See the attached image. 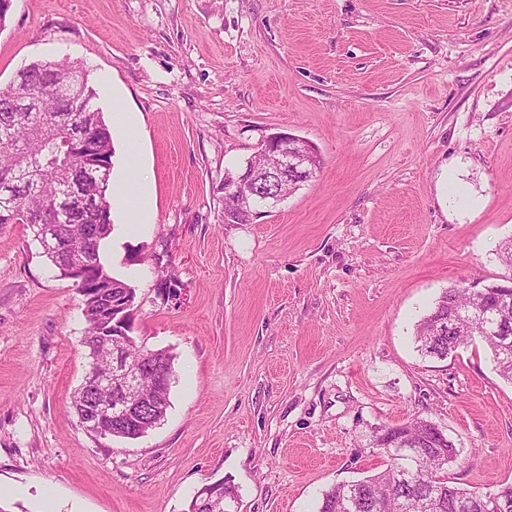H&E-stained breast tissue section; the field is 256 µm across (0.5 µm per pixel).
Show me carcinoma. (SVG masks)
<instances>
[{"instance_id":"carcinoma-1","label":"carcinoma","mask_w":512,"mask_h":512,"mask_svg":"<svg viewBox=\"0 0 512 512\" xmlns=\"http://www.w3.org/2000/svg\"><path fill=\"white\" fill-rule=\"evenodd\" d=\"M18 73L20 78L0 85V228L25 224L38 240L51 225L56 239L75 256L88 254L89 260L75 271L65 264L64 253L42 249L82 292L87 322L83 344L107 368L112 353L96 347L97 337L130 335L133 318L119 309L109 315L104 307L135 298V289L102 261L101 246L112 232V198L107 194L112 133L80 64L37 61ZM452 311L475 313L485 321L493 315L499 331L481 336L478 325L463 318L450 335L446 325ZM477 335L490 348L499 375L512 382V296H502L495 284L443 291L416 326L420 349L440 358L448 356V341L458 348ZM170 389L155 374L143 375L146 398L166 407ZM390 432L423 448L417 453L403 450L400 458L388 456L384 470L332 486L318 512H486L488 494L453 486L441 475L457 451L450 441L437 443L431 421L417 416ZM212 488L216 493L208 500L192 497L186 512H223L234 491L222 482Z\"/></svg>"}]
</instances>
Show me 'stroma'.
<instances>
[{"mask_svg": "<svg viewBox=\"0 0 512 512\" xmlns=\"http://www.w3.org/2000/svg\"><path fill=\"white\" fill-rule=\"evenodd\" d=\"M80 63L135 137L149 223L114 209L105 265L136 292L138 347L174 357L170 406L137 439L71 407L83 296L23 224L0 229V507L185 512L206 482L237 512H318L385 468L374 431L420 416L454 443L444 475L512 483V383L482 340L425 354L441 293L499 281L512 239V0H12L0 82ZM287 132L321 165L250 224L225 172Z\"/></svg>", "mask_w": 512, "mask_h": 512, "instance_id": "stroma-1", "label": "stroma"}]
</instances>
